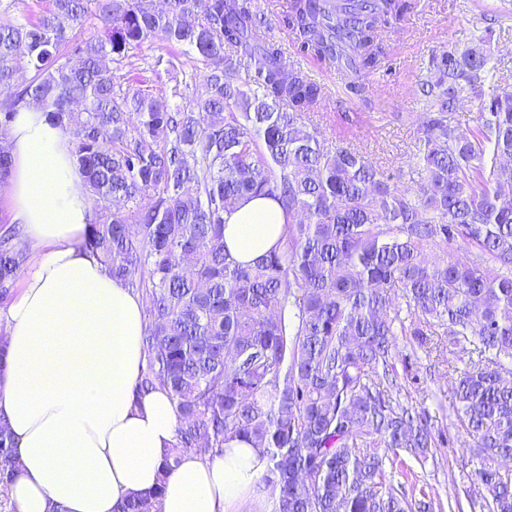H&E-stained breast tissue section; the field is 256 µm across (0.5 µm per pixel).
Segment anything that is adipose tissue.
<instances>
[{
  "mask_svg": "<svg viewBox=\"0 0 512 512\" xmlns=\"http://www.w3.org/2000/svg\"><path fill=\"white\" fill-rule=\"evenodd\" d=\"M11 220L35 254L5 313L7 370L0 415L19 448L9 490L17 512H118L163 487L161 512H239L264 471L260 449L233 439L223 455H186L164 474L180 418L166 392L134 396L145 367L139 295L83 248L92 217L69 136L45 113L17 112L8 128ZM224 244L242 264L266 254L284 216L257 197L224 217Z\"/></svg>",
  "mask_w": 512,
  "mask_h": 512,
  "instance_id": "adipose-tissue-1",
  "label": "adipose tissue"
}]
</instances>
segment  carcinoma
<instances>
[{
    "label": "carcinoma",
    "mask_w": 512,
    "mask_h": 512,
    "mask_svg": "<svg viewBox=\"0 0 512 512\" xmlns=\"http://www.w3.org/2000/svg\"><path fill=\"white\" fill-rule=\"evenodd\" d=\"M415 7L290 0L285 26L300 56L361 99L384 34ZM92 16L102 33L77 39ZM509 22L511 10L482 9L469 43L431 54L414 189L345 132L326 144V88L286 60L253 0H43L0 24V136L32 104L71 138L94 201L84 246L142 299L135 392L165 391L181 417L164 474L241 438L262 449L272 512H512V82L495 80L491 47ZM156 39L195 62L174 86L181 99L193 89L185 106L117 83L104 63ZM11 172L0 147V189ZM259 196L285 224L242 265L224 214ZM29 259L20 229L0 226V307ZM401 338L403 382L391 375ZM445 344L467 352L449 375L446 428L401 398L402 383L421 384L417 350ZM463 436L461 492L444 502L417 488L411 463L426 468ZM18 462L0 416V512H16ZM163 483L120 512H159Z\"/></svg>",
    "instance_id": "cac0c4a2"
}]
</instances>
